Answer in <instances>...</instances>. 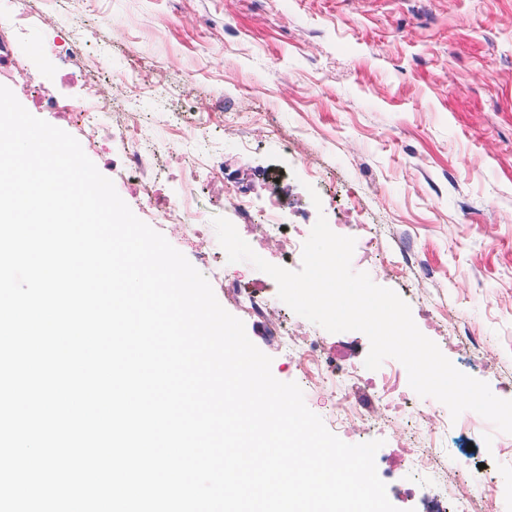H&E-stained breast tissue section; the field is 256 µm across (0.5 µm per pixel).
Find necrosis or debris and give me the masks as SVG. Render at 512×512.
<instances>
[{
    "label": "necrosis or debris",
    "mask_w": 512,
    "mask_h": 512,
    "mask_svg": "<svg viewBox=\"0 0 512 512\" xmlns=\"http://www.w3.org/2000/svg\"><path fill=\"white\" fill-rule=\"evenodd\" d=\"M201 262L215 283L224 284L225 294L238 309L256 319L267 320L270 296L225 283L223 266L210 254H202ZM268 328L280 348L297 361L308 382L335 393L336 410L329 418L332 426L345 428L368 418L386 424L398 420L414 426L420 441L418 447L410 449L406 467L413 476L432 487L434 512H492L493 481L476 474L466 458H457L455 465L450 466L441 455L440 442L448 430L447 416L436 410H416L388 400L387 385L398 373L394 363L383 362L377 381L370 383L375 404L365 412L351 396L359 379L357 371L329 366L318 339L300 341L281 322H269Z\"/></svg>",
    "instance_id": "4bbe7bcc"
}]
</instances>
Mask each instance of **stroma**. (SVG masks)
Instances as JSON below:
<instances>
[{
	"label": "stroma",
	"instance_id": "obj_1",
	"mask_svg": "<svg viewBox=\"0 0 512 512\" xmlns=\"http://www.w3.org/2000/svg\"><path fill=\"white\" fill-rule=\"evenodd\" d=\"M30 14L19 42L25 79L0 75L35 117L70 135L79 130L34 87L82 105L112 102L87 155L134 214L192 265L201 253L224 260L245 288L267 273L228 263L216 235L191 239L164 216L195 172L194 207L204 220L229 219L266 261L290 270L291 239L264 235L269 196L287 223H350L352 268L396 291L419 330L460 371L512 400V0H0V27ZM78 47L61 58L59 41ZM160 148L156 197L121 174L128 143L119 128ZM247 200L237 214L230 195ZM319 202H312V195ZM359 199L363 216L349 222ZM378 235V249L365 251ZM409 266L408 276L397 269ZM272 319L322 340L328 360L359 369L370 347L359 331L330 333L273 299ZM250 340L271 357L273 376L303 383L265 325L244 317ZM465 336L490 347L460 352ZM346 443L382 440L380 478L400 512L420 496L400 495L408 429L371 422L337 429ZM504 433L484 418L449 426L448 461L467 456L495 484V512H512V458Z\"/></svg>",
	"mask_w": 512,
	"mask_h": 512
}]
</instances>
